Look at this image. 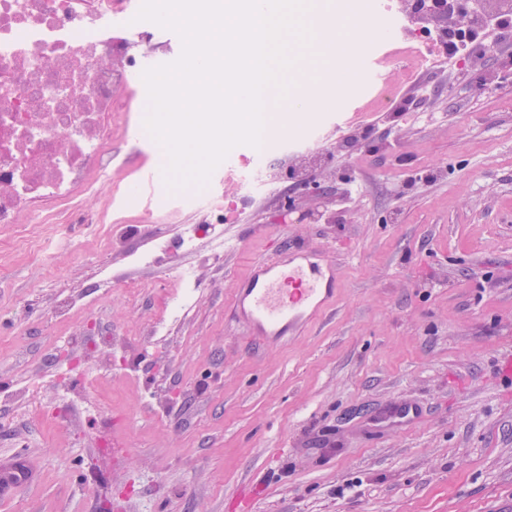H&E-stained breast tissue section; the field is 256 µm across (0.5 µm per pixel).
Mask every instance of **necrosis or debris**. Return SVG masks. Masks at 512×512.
Segmentation results:
<instances>
[{
	"label": "necrosis or debris",
	"instance_id": "obj_1",
	"mask_svg": "<svg viewBox=\"0 0 512 512\" xmlns=\"http://www.w3.org/2000/svg\"><path fill=\"white\" fill-rule=\"evenodd\" d=\"M140 0H0V227L38 224L45 206L111 173L115 92L142 68L136 40L163 31Z\"/></svg>",
	"mask_w": 512,
	"mask_h": 512
}]
</instances>
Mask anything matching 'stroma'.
I'll return each instance as SVG.
<instances>
[{"label": "stroma", "mask_w": 512, "mask_h": 512, "mask_svg": "<svg viewBox=\"0 0 512 512\" xmlns=\"http://www.w3.org/2000/svg\"><path fill=\"white\" fill-rule=\"evenodd\" d=\"M405 94L409 114L374 105L312 142L338 91L287 144L234 147L205 193L161 181L146 202L127 195L158 148L137 144L143 102L118 90L122 164L52 206L41 240L0 229V469L34 474L0 512H241L245 484L254 512H512V386L495 372L512 350V95L443 62ZM417 169L437 177L408 185ZM306 180L329 182L326 219L277 222ZM101 224L119 227L111 247ZM186 224L201 230L188 247ZM218 235L237 251L216 252ZM284 236L330 249L340 295L269 348L225 311ZM401 402L419 417L380 423Z\"/></svg>", "instance_id": "1"}]
</instances>
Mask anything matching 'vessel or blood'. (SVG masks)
I'll return each mask as SVG.
<instances>
[{
    "label": "vessel or blood",
    "mask_w": 512,
    "mask_h": 512,
    "mask_svg": "<svg viewBox=\"0 0 512 512\" xmlns=\"http://www.w3.org/2000/svg\"><path fill=\"white\" fill-rule=\"evenodd\" d=\"M336 262L324 249L281 245L255 259L241 280L231 318L247 334L274 347L304 335L336 303Z\"/></svg>",
    "instance_id": "b4317fda"
}]
</instances>
